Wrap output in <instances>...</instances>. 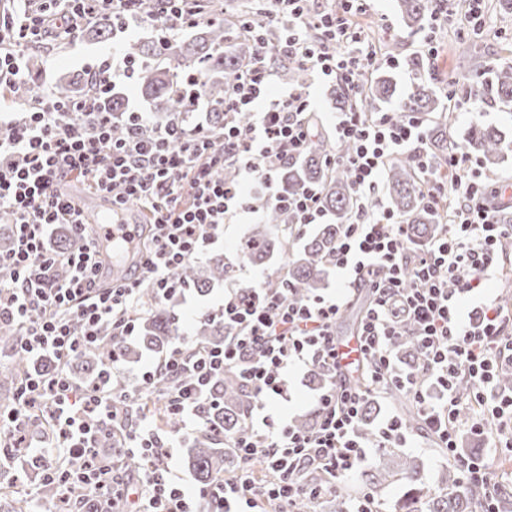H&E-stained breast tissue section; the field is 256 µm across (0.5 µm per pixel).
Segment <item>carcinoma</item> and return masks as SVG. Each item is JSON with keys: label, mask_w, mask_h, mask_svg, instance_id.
<instances>
[{"label": "carcinoma", "mask_w": 512, "mask_h": 512, "mask_svg": "<svg viewBox=\"0 0 512 512\" xmlns=\"http://www.w3.org/2000/svg\"><path fill=\"white\" fill-rule=\"evenodd\" d=\"M397 9L406 28L422 29L428 20L430 0H396ZM226 11L218 5H210L201 12V18L192 27L187 38L173 37L160 46L159 36L145 40H131L126 44V55L136 64L137 83L142 97L154 110V123L165 125L177 118L187 123L189 97L206 99L209 106V123L206 130L212 134L224 131V90L237 74L251 64L258 44L285 80L299 86L311 80V71L303 64L291 60L279 51L281 37H272L266 29L255 42L240 33L237 25L224 17ZM88 41L105 43L112 38V15L105 12L80 33ZM406 67L417 79L413 90L406 96L398 91L394 75L380 68L364 84V96L359 102L351 99L344 86L336 84L332 94L336 105L344 112L359 108L364 112H378L384 105H393L396 112H414L422 117L435 115L426 130L430 160L435 167L443 166L448 152L460 144L476 148L484 170L498 167L512 152V138L496 126L473 122L466 137L458 142L448 138L447 108L440 94L424 75V62L414 57ZM86 80H60L53 86L58 100L68 102L82 96ZM17 111H28V101L33 87L24 78L8 89ZM475 109L483 108L493 100L502 105L512 104V64L503 63L490 72L481 89L473 93ZM102 111L112 113V135L120 138L126 133L127 123L125 94L112 89L103 102ZM349 151L345 143L332 141L323 133H316L309 142L306 153L297 162L287 163L276 174L278 190L282 197L292 198L304 187L316 185L322 192V204L327 220L318 225L315 232L305 238L300 248L288 260V274L269 266L274 255L283 251L288 228L294 223V215L284 209L270 206L265 210L264 223L255 225L250 235L240 245L243 258L266 271L263 286L283 288L290 297L304 299L325 288L329 269L324 258L336 248V242L356 208L355 195L346 170L331 169L326 157L331 153L344 155ZM385 189L391 208L407 224V241L425 244L442 234L446 226L441 223L442 212L424 205L420 195V183L413 156L406 155L390 162L385 168ZM171 275L186 287L201 295L224 283L228 266L224 255L213 253L206 258L190 261L172 270ZM139 336L129 343L120 336L106 338L98 347L81 356V370L93 378L112 356L122 362L136 361L143 352L159 357L168 352L181 331L177 298L161 300L150 288H143L139 295ZM228 330L224 321L213 320L203 314L198 316L192 340L201 346L224 343ZM23 341L17 325L8 320L0 321V387L7 384L10 392L0 394V412L12 409L17 400V388L30 371L28 359L17 352ZM397 356L406 365L417 362L419 351L412 336H399L393 341ZM213 392L223 405L207 413L206 424L199 431L184 438L188 445V462L201 484L207 485L224 477V437L236 434L242 427L249 404L250 393L239 376L229 371L213 381ZM383 467L364 474L363 481L370 491L378 492L390 478L405 481L408 495L399 502L398 512H482L483 489L477 485L459 488V475L452 471L442 474V483L448 485V494L427 498L419 486L423 463L415 456L394 448L379 449Z\"/></svg>", "instance_id": "1"}]
</instances>
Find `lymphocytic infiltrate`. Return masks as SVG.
I'll return each mask as SVG.
<instances>
[{"label": "lymphocytic infiltrate", "mask_w": 512, "mask_h": 512, "mask_svg": "<svg viewBox=\"0 0 512 512\" xmlns=\"http://www.w3.org/2000/svg\"><path fill=\"white\" fill-rule=\"evenodd\" d=\"M10 2L11 11L0 14V85H13L21 75L24 48L49 37L75 39L101 9H111L119 33L145 20L141 0ZM266 2L263 14L242 18L246 30L281 24L282 54L361 97L362 79L374 69L376 54L364 48L363 34L350 20L366 13L368 0H336L324 9L307 6L306 0ZM134 71L133 60L113 50L86 68V97L64 104L41 90L24 121L0 119V214L16 226L13 249L0 254V319L19 327L20 353L54 364L53 370L27 374L16 408L0 413V447L28 449L60 487L58 500L43 512H262L270 501L278 512H295L299 498L321 499L368 462L369 446L357 433L363 406L396 390L414 403L464 483L494 486L489 462L463 454L458 439L464 431L489 434L501 452L512 453V392L496 388L499 372L512 369V313L491 300L467 312L459 298L497 278L498 244L512 238V225L495 219L508 185L480 171L470 146L449 153L443 171H435L423 122L411 112L336 115V138L351 150L329 162L347 171L358 207L326 262L348 270L351 290L370 298L359 323L357 358L347 359L336 336L342 300L320 295L295 300L257 286L225 290L217 313L233 334L223 346L199 347L178 337L163 360L140 369L129 385L116 383L113 362L94 380L72 377V360L104 337L135 335L141 288L161 299L184 294L171 270L215 244L231 214L274 205L292 211L301 228L324 221L318 187H305L288 200L276 188V170L298 160L312 137L311 105L307 94L296 90L284 99L269 98L273 70L265 53L227 88L224 130L217 138L200 125L188 129L176 121L162 127L147 113L132 111L124 138L113 139L111 117L98 111V99ZM260 100L265 106L258 112L254 106ZM402 152L417 160L426 202L450 208L449 233L414 255L405 246L401 217L371 204L388 160ZM228 164L236 167L238 183H225ZM74 178L98 191H115L113 223H122L131 199L149 212L152 235L135 278L101 285L100 244L112 235L104 225L84 222L62 191ZM58 224L70 225L83 245L72 251L51 248ZM61 268L66 276H58ZM409 331L421 358L417 368L404 370L391 343ZM308 362L323 365L331 378L316 395L312 428L299 430L266 407L286 395L290 367ZM230 370L252 393L243 427L227 442L239 466L231 477L191 496L169 476L168 443L131 411L142 394L163 381L170 411L186 430H198L207 409L218 403L211 381ZM464 378L471 383L465 398L456 391ZM33 414L52 428L58 440L53 448L34 444L28 427ZM105 446L114 448V456L101 455ZM118 455L138 461L135 476L117 478ZM59 457L83 464L63 470L55 464ZM256 462L268 475L265 483L256 481ZM308 468L323 472L325 483H300L299 474ZM76 487L86 492L77 509L70 496Z\"/></svg>", "instance_id": "1"}]
</instances>
